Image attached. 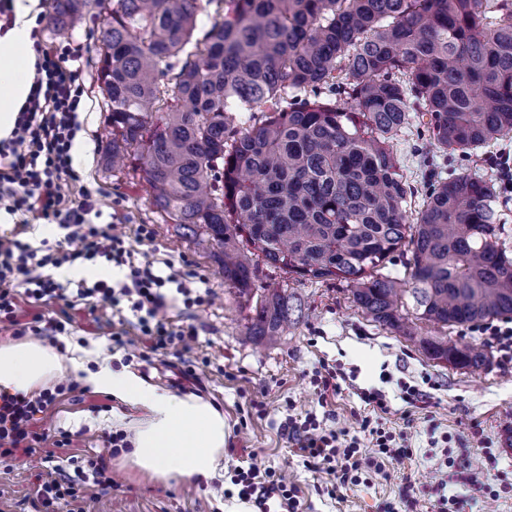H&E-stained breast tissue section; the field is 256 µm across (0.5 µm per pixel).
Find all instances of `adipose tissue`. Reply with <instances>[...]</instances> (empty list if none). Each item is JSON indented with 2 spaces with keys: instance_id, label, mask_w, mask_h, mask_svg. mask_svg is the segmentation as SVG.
<instances>
[{
  "instance_id": "ef3b65f1",
  "label": "adipose tissue",
  "mask_w": 512,
  "mask_h": 512,
  "mask_svg": "<svg viewBox=\"0 0 512 512\" xmlns=\"http://www.w3.org/2000/svg\"><path fill=\"white\" fill-rule=\"evenodd\" d=\"M11 26L0 32V140L9 138L33 83L38 56L34 28L43 8L40 0H9ZM84 385L112 394L137 407L141 417L132 438L129 463L161 477L210 480L224 456V415L210 402L175 396L150 385L128 370L86 371L72 362ZM57 353L25 338L0 345V390L27 394L62 372Z\"/></svg>"
}]
</instances>
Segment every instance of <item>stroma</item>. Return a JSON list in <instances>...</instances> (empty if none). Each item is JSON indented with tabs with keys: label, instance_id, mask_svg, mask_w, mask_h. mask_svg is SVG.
<instances>
[{
	"label": "stroma",
	"instance_id": "stroma-1",
	"mask_svg": "<svg viewBox=\"0 0 512 512\" xmlns=\"http://www.w3.org/2000/svg\"><path fill=\"white\" fill-rule=\"evenodd\" d=\"M92 26L88 16L62 31L47 21L38 33L42 46L68 42L80 50L86 94L79 115L83 156L75 168L106 189L97 202L102 223L116 221L119 231L128 235L135 225H152L153 241L138 244V251L160 262L187 263L203 277L210 302L193 309L178 303L167 312L173 323L187 320L198 328L197 341L183 358L172 351L145 352L138 342L123 348L112 345V309L103 303L92 310L81 305L69 310L72 323L58 335L55 349L62 359L83 361L89 369L125 368L176 395L210 401L224 414L227 436L220 478L198 483L151 478L117 454L107 459L116 481L110 492L87 484L82 506L61 503L55 512H222L226 493L239 491L234 467L250 454L263 467L288 477L300 512H433L438 494L466 501L465 512H512V363L503 362L495 344L471 326L448 329V340L485 346L488 367L472 371L431 360L407 337L364 317L346 286L299 281L273 270L267 271L266 282L286 285L289 294L301 299L304 316L274 344L246 339L241 329L249 307L228 292L209 251L179 225L162 222L141 172L129 169L115 178L103 169L109 129L95 78ZM422 145L413 127L399 146L416 208L426 191ZM202 359L210 366L200 380L186 378L185 361ZM325 363L343 375L340 393L326 406L319 403L312 384ZM410 386L427 393L434 422L412 412L405 402ZM364 389L385 394L389 411L376 420L403 437L412 453L401 463L387 465L385 474L368 471L359 485L340 488L332 497L322 494L330 477L304 460L294 442L293 425L311 416L321 428L356 435V420L364 412L359 393ZM253 399L264 402L263 413L250 410ZM140 415L138 408L87 388L78 398H63L41 425L55 435H74L72 447L58 452L71 473L104 453L108 434L129 433ZM46 455L43 448L19 455L9 473L0 476V512H34L32 482L36 473L45 471ZM467 467L484 471L485 489L474 490L465 480Z\"/></svg>",
	"mask_w": 512,
	"mask_h": 512
}]
</instances>
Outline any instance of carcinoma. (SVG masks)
<instances>
[{
	"label": "carcinoma",
	"mask_w": 512,
	"mask_h": 512,
	"mask_svg": "<svg viewBox=\"0 0 512 512\" xmlns=\"http://www.w3.org/2000/svg\"><path fill=\"white\" fill-rule=\"evenodd\" d=\"M54 0L64 27L92 6L112 175L140 171L166 224L213 249L244 335L274 343L301 312L263 269L339 281L373 322L460 369L489 356L436 332L512 320L499 192L429 170L412 190L397 145L468 157L512 133V0H234L196 37L201 2ZM407 277L379 273L401 248ZM422 132L421 128H417L414 124L410 130H407L406 134L399 145V152L401 155L403 170L407 176V180L411 187L414 189V197L412 198L411 208L418 209L422 205L425 199L426 186L423 178V168H421V155L418 150L425 143V138L422 140V136L419 132Z\"/></svg>",
	"instance_id": "obj_1"
}]
</instances>
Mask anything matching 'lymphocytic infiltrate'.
Returning a JSON list of instances; mask_svg holds the SVG:
<instances>
[{"mask_svg":"<svg viewBox=\"0 0 512 512\" xmlns=\"http://www.w3.org/2000/svg\"><path fill=\"white\" fill-rule=\"evenodd\" d=\"M79 51L68 44L40 51L29 98L9 139L0 141V209L14 215L24 213L46 220L64 230V244H42L35 248L17 235L0 236V324L12 327L15 335L50 338L64 332L65 324L57 318L36 317L20 323L16 295L25 291L37 302L78 300L88 304L102 302L116 312L130 310L136 318L134 328L142 344L151 351L176 353L190 351L198 336L194 324L171 325L166 311L171 300L166 285H175L185 307L208 303V294L193 291L194 272L171 269L160 275L147 255L126 247L124 236L115 224L94 222L100 184L83 180L73 167L72 149L82 129L79 109L85 87L79 69L71 68ZM112 262L124 272L123 280L108 284L104 280L80 282L75 294L54 279L52 272L97 259ZM76 385H56L30 394L0 392V464L18 454L53 445H71L70 436L51 439L48 432L37 430V415L48 414L61 397L76 392ZM367 433L371 455L360 452L358 439L341 441L333 430L320 429L312 420L297 428V444L309 464L324 469L340 485L358 484V471L374 467L384 472L386 463L408 457L405 443L392 433L372 426L366 416L358 421ZM88 474L42 478L36 490V507L50 512L62 502L83 499L86 480H93L101 490L111 489L114 481L103 460H88ZM241 499L250 498L257 489L276 492L284 512H298L299 501L294 486L283 475L272 473L251 461L238 469L235 478Z\"/></svg>","mask_w":512,"mask_h":512,"instance_id":"f902f5d3","label":"lymphocytic infiltrate"}]
</instances>
